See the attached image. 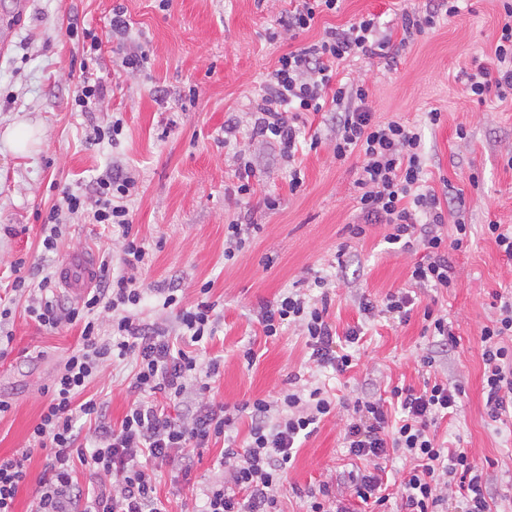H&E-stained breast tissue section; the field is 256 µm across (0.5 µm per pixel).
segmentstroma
<instances>
[{
    "label": "stroma",
    "mask_w": 512,
    "mask_h": 512,
    "mask_svg": "<svg viewBox=\"0 0 512 512\" xmlns=\"http://www.w3.org/2000/svg\"><path fill=\"white\" fill-rule=\"evenodd\" d=\"M127 11L131 30L113 38L109 26L114 2ZM427 0H342L338 13L323 16L318 26L296 37L269 40L289 0H32L17 28L0 25V278H13L20 267L28 287L56 272L66 255L86 247L94 258L118 255L121 240L83 216L64 219L57 252L44 251L37 215L46 211L62 189L84 188L106 167L121 166L137 178L140 193L129 207L133 225L152 244L151 263L142 274L149 293L142 317L174 326L169 310L157 301L156 289L177 286L194 301L203 283L220 314L218 332L206 354L224 365L211 381L215 402L240 404L287 388L292 375L306 381L331 380L315 368L298 329L264 336L253 309L310 273L333 277L330 318L338 331L359 325L360 359L334 381L338 396L354 390L379 391L394 386L422 388L425 373L419 359L434 353L439 379L461 385L460 411L437 427L440 439L459 442L478 463L494 462L496 480L489 492L498 512H512V427L491 425L482 397L480 331L495 317L493 292H512V260L487 234L489 221L512 225V102L467 97L457 73L474 59L493 52L501 11L499 0H464L458 15L433 32L395 45L390 56L354 58L344 72L362 78L373 94L381 121L397 120L419 128L429 184L436 193L460 190L471 233L466 246L451 255L457 286L450 292L416 288L409 281L415 254L392 250L385 230L370 227L364 239L350 238L356 222L355 185L358 157L336 163L329 146V116L309 115L307 134H318L317 150L281 158L271 145L247 139L228 145L224 122L234 117L248 124L260 84L288 51L316 42L324 27H344L360 16H378L382 28L400 31L402 14L424 7ZM96 32L103 42L98 77L108 95L97 111L72 108L80 76L82 51L68 32L70 23ZM145 50L146 71L122 65L129 53ZM441 121L430 125L427 112ZM122 119L117 143L92 141L93 126ZM30 131L25 149L8 138L15 128ZM465 129L467 138L456 135ZM252 160L262 179L250 198L238 200L239 155ZM298 165L304 184L290 191L288 171ZM276 196L278 210L265 200ZM257 225L246 248L232 261L224 259V232L230 222ZM345 248L346 269H338L336 252ZM410 290L417 301L411 319L396 324L370 319L359 310L362 299L382 303L389 292ZM19 297L0 287V305L11 308L8 328L13 351L0 360V399L12 410L0 419V457L19 456L28 446L32 427L43 411L44 386L50 384L79 331L39 326ZM447 313L457 338L441 351L422 333L424 306ZM256 354L254 364L242 357ZM132 360L105 367L87 387L86 396L105 403L113 422H120L130 400ZM346 409L324 418L298 448L280 496L282 512H307L308 492L319 484H337L356 470L343 446ZM224 442L202 449L191 483L177 469H164L159 495L167 512H192L203 490L222 483L219 461Z\"/></svg>",
    "instance_id": "obj_1"
}]
</instances>
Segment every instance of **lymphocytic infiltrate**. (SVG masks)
I'll return each mask as SVG.
<instances>
[{"instance_id": "lymphocytic-infiltrate-1", "label": "lymphocytic infiltrate", "mask_w": 512, "mask_h": 512, "mask_svg": "<svg viewBox=\"0 0 512 512\" xmlns=\"http://www.w3.org/2000/svg\"><path fill=\"white\" fill-rule=\"evenodd\" d=\"M340 2L298 0L277 24L291 34L310 29L321 14L337 13ZM459 2L433 0L425 13L405 12L403 38L435 29L457 15ZM69 34L81 38L84 51L73 109L93 112L107 92L95 74L102 42L87 29L73 26ZM392 44V33H381L370 14L344 28H324L315 43L279 57L261 83L260 101L247 128L227 123L224 139L232 141L243 132L250 141L278 144L291 158L301 134L293 116L333 114L334 159L343 163L355 155L361 160L356 180L361 220L349 225L350 236L361 239L367 226H386L384 240L394 249L423 252L412 267L411 282L449 290L456 286L450 254L469 237L463 196L440 200L427 183L417 127L376 120L366 81H346L340 75L347 59L384 56ZM463 77L466 94L477 103L491 96L501 101L512 97V0H502L490 61L464 71ZM137 192V180L112 166L95 178L90 194L63 189L43 221L42 244L48 251L57 246L59 218L65 213L89 212L93 223L118 230L122 241L116 260L100 263L97 284L85 297L66 303L47 275L40 282V298L27 307L44 327L78 328L79 340L44 391V409L27 450L0 459V512H16L18 493L31 481L25 462L35 451L47 452L49 462L34 480L31 512H166L158 496L161 469L175 464L190 474L196 449L224 438L243 416L250 421L248 437L240 448H225L224 482L207 489L200 512H281L279 496L297 445L335 412L336 396L321 383L234 406L210 401V381L221 365L216 358L200 360V345L214 336L219 319L209 299L211 286L203 284L191 304L177 289L160 290L163 308L175 313V328L141 319L147 292L140 276L150 249L133 231L128 203ZM448 223L454 236L443 232ZM331 302V282L317 273L296 281L276 302L261 303L257 318L269 338L284 327H298L311 351L310 361L342 375L354 366L350 348L359 341L361 329L338 334L328 319ZM102 310L111 314L106 334L97 317ZM480 342L485 413L492 422H512L511 300L503 301L497 318L482 328ZM128 358L136 368L133 397L115 424L105 404L86 396L85 390L104 367ZM462 394L461 386L428 379L419 390L393 388L387 399L360 391L346 404L350 416L344 446L350 456L375 461L396 455L409 462L401 483L406 512H441L452 499L461 502V512H492L486 472L467 449L447 446L435 431L437 424L456 415ZM172 401L183 405L175 417L166 409ZM87 426L95 433L90 441L82 436ZM79 465L97 476L98 487L79 486L74 476Z\"/></svg>"}]
</instances>
